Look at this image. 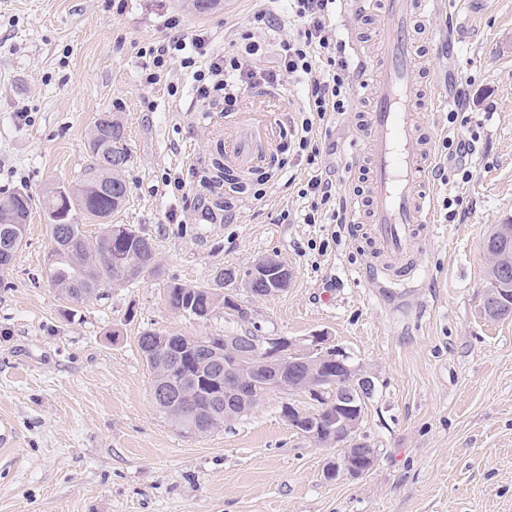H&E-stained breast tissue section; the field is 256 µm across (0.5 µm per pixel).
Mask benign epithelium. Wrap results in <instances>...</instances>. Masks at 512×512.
Listing matches in <instances>:
<instances>
[{"label": "benign epithelium", "mask_w": 512, "mask_h": 512, "mask_svg": "<svg viewBox=\"0 0 512 512\" xmlns=\"http://www.w3.org/2000/svg\"><path fill=\"white\" fill-rule=\"evenodd\" d=\"M490 281L512 264V254L496 247H487ZM278 277L289 281L292 271L281 266L274 256L256 260L245 277L235 275V280L254 295L253 286L262 280ZM203 361L210 365L214 381L221 383L211 398L206 415L186 411L184 423L194 428L206 417L224 411L226 416L248 413L254 407V377L264 370L265 387L280 393H299L314 405L301 409L291 404L283 406V416L288 423L316 445L336 446V457L323 469L324 477L338 481L344 477L358 479L368 474L376 464L378 451L357 436L361 423L353 403L367 388L375 387L373 376L361 363H356L342 348L332 344L330 337L315 333L298 339L285 336H262L254 341L251 352L231 366L211 354L206 338L197 339ZM333 367L336 375L325 369Z\"/></svg>", "instance_id": "1"}]
</instances>
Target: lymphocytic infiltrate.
Segmentation results:
<instances>
[{"instance_id":"f902f5d3","label":"lymphocytic infiltrate","mask_w":512,"mask_h":512,"mask_svg":"<svg viewBox=\"0 0 512 512\" xmlns=\"http://www.w3.org/2000/svg\"><path fill=\"white\" fill-rule=\"evenodd\" d=\"M337 0H289L294 38L281 41L275 68L264 65L267 49L253 36L243 35L235 50L208 54L202 36L172 37L168 43L149 48L144 67L147 84L167 77L168 61L182 53L184 67L190 68L196 98L211 106H232L253 85L280 83L295 77L304 87V101L295 125L300 150L315 161L319 148L313 147V131L331 112H345L353 90L354 75L345 61L336 60L330 16Z\"/></svg>"}]
</instances>
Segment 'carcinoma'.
Here are the masks:
<instances>
[{
	"label": "carcinoma",
	"mask_w": 512,
	"mask_h": 512,
	"mask_svg": "<svg viewBox=\"0 0 512 512\" xmlns=\"http://www.w3.org/2000/svg\"><path fill=\"white\" fill-rule=\"evenodd\" d=\"M223 8L222 0H191V10L207 15ZM98 136L101 150L89 145L90 163L82 178L73 185L53 186L43 195L42 208L47 218L51 248L48 255V279L69 303L85 305L100 296L107 284H126L158 272V260L153 240L125 224L109 223L112 213L128 201V186L123 170L128 168L131 155L124 145V127L110 112L99 115L90 128ZM32 206L29 194L21 191L0 193V272L9 269L22 248L26 229L13 224L21 217L27 223ZM93 220L103 224L102 232L89 237L79 221ZM215 286H196L172 282L167 286L165 301L170 309L207 318L215 309L233 297L223 292L233 281L219 271ZM502 291L486 293L483 309H491L492 319L512 316V310L499 311L512 290V271L500 279ZM164 333L146 330L138 338V347L153 376V382L171 370L177 381L180 407L155 402L157 410L181 432L190 435L180 419L179 409L204 411L210 395L217 392L208 367L202 364L190 337L173 335L162 340Z\"/></svg>",
	"instance_id": "cac0c4a2"
}]
</instances>
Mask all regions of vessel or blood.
I'll return each instance as SVG.
<instances>
[{
    "mask_svg": "<svg viewBox=\"0 0 512 512\" xmlns=\"http://www.w3.org/2000/svg\"><path fill=\"white\" fill-rule=\"evenodd\" d=\"M350 2L355 13L383 15L376 57L366 58L359 41L350 44L356 85L370 99L364 130L371 188L368 209L351 204L350 222L366 226L371 259L365 270L371 280L382 288H400L419 266V235L434 217L435 135L419 108L426 100L421 42L430 36L421 15L438 0ZM278 97L272 89L251 92L242 111L225 115L222 148L231 174L248 176L272 167L281 127L264 106Z\"/></svg>",
    "mask_w": 512,
    "mask_h": 512,
    "instance_id": "vessel-or-blood-1",
    "label": "vessel or blood"
}]
</instances>
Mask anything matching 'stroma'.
Segmentation results:
<instances>
[{
  "instance_id": "35a3bbf8",
  "label": "stroma",
  "mask_w": 512,
  "mask_h": 512,
  "mask_svg": "<svg viewBox=\"0 0 512 512\" xmlns=\"http://www.w3.org/2000/svg\"><path fill=\"white\" fill-rule=\"evenodd\" d=\"M490 2L461 40L446 5L425 15L439 44L424 60L431 90L457 101L458 118L424 114L445 176L437 229L421 243L414 287L389 293L362 273L368 242L343 224L305 223L309 201L298 194L320 170L337 202L368 203L355 167L367 100L327 117L310 165L294 132L301 89L283 79L287 106L270 107L284 127L278 164L230 199L212 165L224 130L193 97L191 70L172 60L173 93L143 80L142 50L176 33L203 36L213 51L244 32L273 46L294 36L279 24L280 0H224L205 16L180 0H0V191L34 199L26 243L0 275V421L16 432L0 455V512H512V318L481 307L485 240L512 222V0ZM261 11L270 24L257 22ZM335 27L347 64L352 29L374 53L376 15L356 18L343 0ZM101 112L124 125L131 155L129 201L112 221L152 236L161 272L75 306L46 275L41 199L81 178ZM448 137L473 141L465 163L444 149ZM454 196L463 211L449 221L442 202ZM269 255L293 277L270 296L241 294L247 321L165 303L169 283L209 285ZM146 330L327 334L374 376L359 436L377 448L375 466L325 480L335 446L314 445L281 415L284 400L306 406L298 394H268L229 426L185 435L153 403L137 346Z\"/></svg>"
}]
</instances>
